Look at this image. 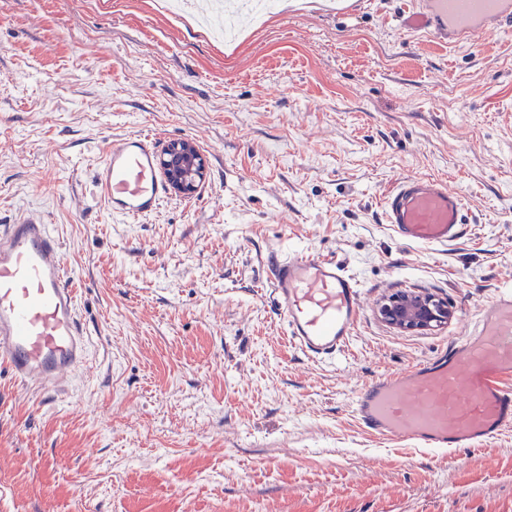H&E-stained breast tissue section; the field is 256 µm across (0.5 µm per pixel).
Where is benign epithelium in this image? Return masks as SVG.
<instances>
[{
  "mask_svg": "<svg viewBox=\"0 0 512 512\" xmlns=\"http://www.w3.org/2000/svg\"><path fill=\"white\" fill-rule=\"evenodd\" d=\"M159 168L182 197L193 196L207 176V161L190 140L169 143L159 158ZM378 314L398 332L418 333L447 324L452 312L447 302L432 295L405 291L383 299Z\"/></svg>",
  "mask_w": 512,
  "mask_h": 512,
  "instance_id": "benign-epithelium-1",
  "label": "benign epithelium"
}]
</instances>
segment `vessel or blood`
I'll return each instance as SVG.
<instances>
[{
    "mask_svg": "<svg viewBox=\"0 0 512 512\" xmlns=\"http://www.w3.org/2000/svg\"><path fill=\"white\" fill-rule=\"evenodd\" d=\"M512 23V0H423L405 28L448 44ZM157 136L113 137L95 170V195L113 216L154 213L170 193L157 170ZM385 224L402 240L447 244L466 229L465 202L446 180L407 177L383 198ZM62 244L44 219L0 225V365L15 382L60 384L86 358L75 289ZM291 345L308 359L345 355L363 310L362 292L335 258L274 254L268 260ZM361 428L419 448H476L512 430V287L496 288L457 341L407 369L363 383L352 403Z\"/></svg>",
    "mask_w": 512,
    "mask_h": 512,
    "instance_id": "vessel-or-blood-1",
    "label": "vessel or blood"
}]
</instances>
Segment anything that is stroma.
Masks as SVG:
<instances>
[{"label":"stroma","instance_id":"stroma-1","mask_svg":"<svg viewBox=\"0 0 512 512\" xmlns=\"http://www.w3.org/2000/svg\"><path fill=\"white\" fill-rule=\"evenodd\" d=\"M410 2L277 0L259 21L194 0H0V225L50 222L90 340L62 392L0 366V512H512V431L415 448L350 412L512 284V28L451 48L399 27ZM139 131L192 140L207 177L125 221L93 173ZM419 175L461 192L462 239L385 224L383 194ZM274 250L357 280L346 356L286 346ZM400 291L452 320L396 332L378 306Z\"/></svg>","mask_w":512,"mask_h":512}]
</instances>
